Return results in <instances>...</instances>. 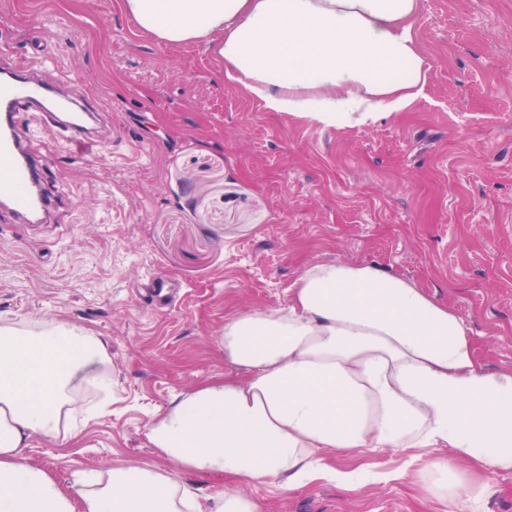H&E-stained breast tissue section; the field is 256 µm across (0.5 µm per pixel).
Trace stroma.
<instances>
[{"mask_svg":"<svg viewBox=\"0 0 512 512\" xmlns=\"http://www.w3.org/2000/svg\"><path fill=\"white\" fill-rule=\"evenodd\" d=\"M120 0H0V68L26 66L110 119L82 143L19 113L21 144L49 162L48 224L0 209V325L51 322L101 336L113 395L68 436L37 437L31 464L72 487L119 464L160 469L152 416L232 365L230 316L287 305L317 262L376 264L416 281L470 327L480 365L512 370V0H419L432 63L408 111L325 129L265 111L223 83L201 43L159 44ZM405 453L336 456L377 474L351 490H241L260 512H443ZM475 512H512V472H484Z\"/></svg>","mask_w":512,"mask_h":512,"instance_id":"1","label":"stroma"}]
</instances>
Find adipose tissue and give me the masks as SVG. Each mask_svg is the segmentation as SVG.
<instances>
[{
	"mask_svg": "<svg viewBox=\"0 0 512 512\" xmlns=\"http://www.w3.org/2000/svg\"><path fill=\"white\" fill-rule=\"evenodd\" d=\"M138 29L167 45L206 44L224 83L266 111L325 129L397 116L431 69L414 29L419 0H121ZM217 346L237 374L175 395L147 437L168 471L122 465L64 491L27 461L34 436L82 412L69 389L102 383L105 341L69 324L39 335L0 325V512H259L244 482L296 490L328 477L337 455L421 450L423 492L469 512L480 484L454 468L512 471V371L479 364L469 327L416 282L374 264L317 263L287 306L235 315ZM183 471L227 481L201 496Z\"/></svg>",
	"mask_w": 512,
	"mask_h": 512,
	"instance_id": "obj_1",
	"label": "adipose tissue"
}]
</instances>
